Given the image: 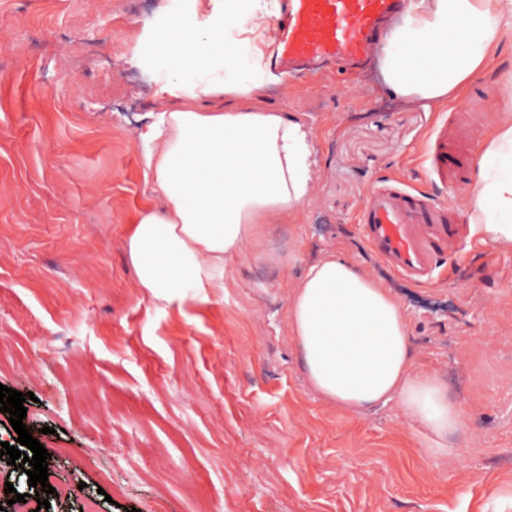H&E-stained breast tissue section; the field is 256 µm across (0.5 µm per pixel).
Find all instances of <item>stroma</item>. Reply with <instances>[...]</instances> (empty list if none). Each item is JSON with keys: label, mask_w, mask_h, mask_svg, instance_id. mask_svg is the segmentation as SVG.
I'll list each match as a JSON object with an SVG mask.
<instances>
[{"label": "stroma", "mask_w": 512, "mask_h": 512, "mask_svg": "<svg viewBox=\"0 0 512 512\" xmlns=\"http://www.w3.org/2000/svg\"><path fill=\"white\" fill-rule=\"evenodd\" d=\"M165 15L159 0H0V384L32 393L24 422L49 468L80 496L110 491L99 512H512V250L467 242L418 287L375 258L359 224L392 177L465 209L429 143L445 121L492 125L512 38L459 101L433 109L396 102L372 61L273 88L271 103L316 131L306 218L267 231L269 251L294 260L244 249L226 296L180 315L139 293L119 222L149 197L137 134L167 62L142 53ZM326 248L407 307L418 361L466 412L448 464L426 456L396 404L334 414L307 390L288 289Z\"/></svg>", "instance_id": "stroma-1"}]
</instances>
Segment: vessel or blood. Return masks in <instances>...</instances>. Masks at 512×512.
Listing matches in <instances>:
<instances>
[{"label": "vessel or blood", "mask_w": 512, "mask_h": 512, "mask_svg": "<svg viewBox=\"0 0 512 512\" xmlns=\"http://www.w3.org/2000/svg\"><path fill=\"white\" fill-rule=\"evenodd\" d=\"M398 2L291 0L276 55L287 65L359 62L367 55L380 20L394 12ZM434 168L441 179L468 182V166L449 150L444 126L436 136ZM360 224L373 252L397 275L422 287L434 283L441 258L454 253L468 236L454 206L424 200L396 182L373 191Z\"/></svg>", "instance_id": "b4317fda"}]
</instances>
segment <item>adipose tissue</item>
Here are the masks:
<instances>
[{
  "mask_svg": "<svg viewBox=\"0 0 512 512\" xmlns=\"http://www.w3.org/2000/svg\"><path fill=\"white\" fill-rule=\"evenodd\" d=\"M222 20L173 15L155 27L153 49L169 60L152 120L137 137L143 181L158 203L125 227L137 284L161 310L185 312L223 297L224 268L245 246L268 258L272 224L300 223L318 168L316 132L303 114L269 105L271 55L261 43L278 0H246ZM257 45L241 60L225 23ZM512 32V0H409L388 36V91L431 107L457 99ZM505 119L485 142L467 204L469 236L512 249V80ZM288 333L311 390L332 410L362 414L398 404L428 440V457L457 450L465 411L435 376L418 370L409 319L390 288L336 250L325 251L288 297Z\"/></svg>",
  "mask_w": 512,
  "mask_h": 512,
  "instance_id": "1",
  "label": "adipose tissue"
}]
</instances>
